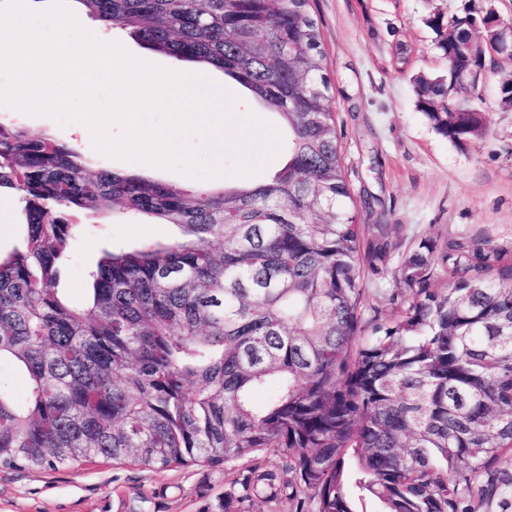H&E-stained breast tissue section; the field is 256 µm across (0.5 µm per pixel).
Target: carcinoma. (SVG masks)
<instances>
[{
  "label": "carcinoma",
  "mask_w": 512,
  "mask_h": 512,
  "mask_svg": "<svg viewBox=\"0 0 512 512\" xmlns=\"http://www.w3.org/2000/svg\"><path fill=\"white\" fill-rule=\"evenodd\" d=\"M75 2L146 49L223 70L280 117L288 156L268 182L190 191L90 172L78 150L0 125V187L22 195L27 228L0 257V368L27 379L21 404L0 387V465L217 469L272 450L281 465L249 467L218 512H303L309 492L313 512H472L512 455V252L421 242L396 270L408 297L366 322L364 268L388 245H365L384 225L356 222L309 0ZM500 18L475 3L429 19L445 69L414 77L415 105L456 145L488 133L481 93L463 110L453 87L488 65L477 35ZM495 78L511 103L512 72ZM109 212L182 240L103 251L75 307L58 288L71 218Z\"/></svg>",
  "instance_id": "1"
}]
</instances>
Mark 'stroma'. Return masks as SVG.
I'll return each mask as SVG.
<instances>
[{
  "label": "stroma",
  "mask_w": 512,
  "mask_h": 512,
  "mask_svg": "<svg viewBox=\"0 0 512 512\" xmlns=\"http://www.w3.org/2000/svg\"><path fill=\"white\" fill-rule=\"evenodd\" d=\"M471 0H310L327 56L330 111L342 147L351 192L359 206L356 221L385 227L389 256L378 271L366 272V305L379 318L394 310V271L408 248L424 239L487 237L512 247V111L497 103L496 82L481 89L488 114L485 138L456 146L437 134L415 106L412 78L442 68L428 21L435 13H462ZM120 43L133 55L181 72L204 76L223 87V130L205 127L182 137V144L208 163H220L222 177L202 178L178 171L108 158L91 139L72 135L47 116H29L0 106V124L50 134L90 162L160 179L182 188H222L267 180L285 158L280 124L262 104L223 71L178 61L142 48L127 35ZM256 116L267 139L246 138L239 113ZM263 163L247 166L249 154ZM181 230L122 215L85 217L74 233L72 252L59 287L75 306L86 303L89 273L103 250L169 243ZM248 460L215 471L203 465L145 470L96 460L74 468L39 473L0 467V512H206L216 506Z\"/></svg>",
  "instance_id": "35a3bbf8"
}]
</instances>
